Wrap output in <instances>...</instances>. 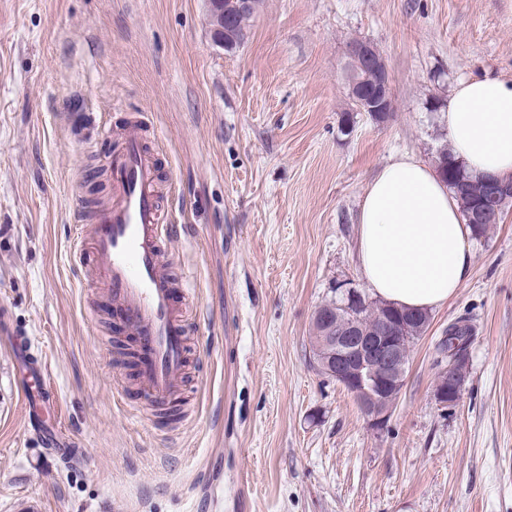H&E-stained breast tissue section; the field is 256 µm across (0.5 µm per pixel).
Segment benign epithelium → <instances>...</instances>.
<instances>
[{
    "label": "benign epithelium",
    "mask_w": 512,
    "mask_h": 512,
    "mask_svg": "<svg viewBox=\"0 0 512 512\" xmlns=\"http://www.w3.org/2000/svg\"><path fill=\"white\" fill-rule=\"evenodd\" d=\"M259 0H231L232 11L224 10V0H209V13L223 14V27L213 31L217 43L231 47L237 40L239 14L256 12ZM348 81L355 111L376 116L393 109L392 80L378 47L366 39H356L347 47ZM324 329L317 335L316 353L320 369L340 383L356 400L371 427L381 429L389 421L394 404L406 379L411 348L408 336L413 317L382 312L376 323L364 328L360 322L337 328L323 316ZM441 375L448 384L433 391V399L442 412H451L457 402L455 391L464 386L466 359L456 354L443 365Z\"/></svg>",
    "instance_id": "7a95c632"
}]
</instances>
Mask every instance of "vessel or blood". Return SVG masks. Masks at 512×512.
<instances>
[{"label": "vessel or blood", "instance_id": "b4317fda", "mask_svg": "<svg viewBox=\"0 0 512 512\" xmlns=\"http://www.w3.org/2000/svg\"><path fill=\"white\" fill-rule=\"evenodd\" d=\"M139 125L133 119L116 130L122 148L109 174L117 194L96 217L90 240L75 238L71 254L75 264L90 269L96 283L107 288L113 306L123 314L140 356L141 390L160 406L180 391L187 358L181 311L189 289L166 267L164 246L173 227L166 222L156 159L145 147ZM0 346L11 351L18 366L16 389L26 404L31 431L46 452L73 461L70 445L45 418L54 405L45 369L5 311L0 312Z\"/></svg>", "mask_w": 512, "mask_h": 512}]
</instances>
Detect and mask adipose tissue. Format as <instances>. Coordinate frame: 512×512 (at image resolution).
Masks as SVG:
<instances>
[{"label": "adipose tissue", "mask_w": 512, "mask_h": 512, "mask_svg": "<svg viewBox=\"0 0 512 512\" xmlns=\"http://www.w3.org/2000/svg\"><path fill=\"white\" fill-rule=\"evenodd\" d=\"M454 157L474 175L512 177V80L482 75L441 101ZM356 261L372 294L407 309L447 304L471 269L472 230L431 165L403 153L383 165L357 213Z\"/></svg>", "instance_id": "ef3b65f1"}]
</instances>
